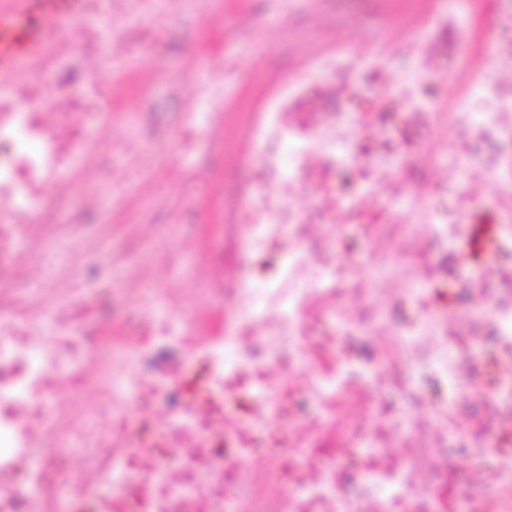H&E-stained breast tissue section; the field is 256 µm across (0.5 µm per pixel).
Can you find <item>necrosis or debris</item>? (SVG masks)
Here are the masks:
<instances>
[{
    "label": "necrosis or debris",
    "instance_id": "4bbe7bcc",
    "mask_svg": "<svg viewBox=\"0 0 512 512\" xmlns=\"http://www.w3.org/2000/svg\"><path fill=\"white\" fill-rule=\"evenodd\" d=\"M104 32L53 38L44 72L11 82L0 95V512H447L448 487L466 486L459 449L428 427L412 434L401 455L384 434L363 426L344 437L354 447L344 458L336 446V413L371 399L374 417L392 406L389 386L416 408L423 386L436 384L439 425L451 428L468 405L467 387L486 379L484 354L462 364L448 349L442 318L420 310L408 324L380 335L387 311L367 302L350 323L336 305L341 284L332 247L314 259L291 246L306 220L360 224L378 205L395 167L357 151L358 121L314 129L297 122L308 104L284 86L265 114L251 149L260 161L258 197L249 190L222 196L224 222L203 260L219 284L194 279L187 288L157 287L158 265H180L186 252L167 250L121 271L119 287L87 293L95 274L78 270L74 256L101 251L105 231L87 226L107 183L99 145L85 123L100 113L108 91L87 69ZM377 54L337 58L322 66L319 82L333 101L344 98L360 70L381 71ZM476 111L457 113L454 131L481 126L512 142L500 116L512 112V88L485 86ZM52 102L45 118L38 105ZM342 168L365 172L364 200L348 203L329 184ZM81 179L69 184L73 172ZM315 185L326 206L305 218L288 192ZM396 220L431 225L439 244L453 239L443 211L420 209L400 198ZM279 252L266 279L253 280L250 256ZM41 254L33 269L23 253ZM116 322L118 333L104 326ZM498 347L493 385L501 413L477 423L504 449L485 479L470 491L466 512H512V302L483 316ZM482 323L471 324V335ZM374 341L372 356L355 338ZM304 373L298 389L273 383L271 372ZM311 432L292 439L298 415Z\"/></svg>",
    "mask_w": 512,
    "mask_h": 512
}]
</instances>
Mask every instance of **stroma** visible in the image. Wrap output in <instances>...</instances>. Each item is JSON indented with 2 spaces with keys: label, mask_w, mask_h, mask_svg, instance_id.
I'll list each match as a JSON object with an SVG mask.
<instances>
[{
  "label": "stroma",
  "mask_w": 512,
  "mask_h": 512,
  "mask_svg": "<svg viewBox=\"0 0 512 512\" xmlns=\"http://www.w3.org/2000/svg\"><path fill=\"white\" fill-rule=\"evenodd\" d=\"M137 29L145 36L131 51L103 48L93 68L112 88L103 103L112 112L104 134L122 145L112 156V182L94 221L118 240L140 231L139 247L128 257L132 265L181 241L185 224L201 225L204 242L219 235V204L200 186V176L223 180L228 195L255 179L245 128L272 105L274 85L289 81L298 68L376 44L387 62L384 80L400 89L416 78L448 114L512 64L505 48L512 41V11L505 0H182L177 6L158 0L151 13L128 14L112 38ZM416 30L432 31L438 50L411 75L404 49ZM213 112L223 113L221 127L213 126ZM361 123L355 142L367 158L389 155L402 163L425 153L417 180L395 170L383 201L407 194L428 207L436 202L433 186L446 182L467 190L449 197L454 216L464 217L479 202L512 210L498 177L469 174L468 140L444 132L422 146L416 127L400 119L372 115ZM451 154L453 170L445 167ZM333 245L348 271L346 304L372 295L373 267L386 260L398 272L388 283L385 308L397 310L399 320L411 319L416 308L401 289L408 278L419 280L428 308L445 310L457 352L469 353L457 332L473 315L475 297L456 256L436 270L426 265L432 251L422 226L372 213L363 224H337ZM483 279L487 303L512 296V241L499 243Z\"/></svg>",
  "instance_id": "35a3bbf8"
}]
</instances>
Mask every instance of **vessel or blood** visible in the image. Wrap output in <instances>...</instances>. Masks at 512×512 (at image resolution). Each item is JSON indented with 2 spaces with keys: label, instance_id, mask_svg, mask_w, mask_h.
<instances>
[{
  "label": "vessel or blood",
  "instance_id": "b4317fda",
  "mask_svg": "<svg viewBox=\"0 0 512 512\" xmlns=\"http://www.w3.org/2000/svg\"><path fill=\"white\" fill-rule=\"evenodd\" d=\"M81 11L82 0H0V79L22 72L25 61L40 49L44 33L30 27V18H42L55 29L72 23ZM465 222V245L458 263L467 268L497 243L499 218L476 205L466 213Z\"/></svg>",
  "mask_w": 512,
  "mask_h": 512
}]
</instances>
